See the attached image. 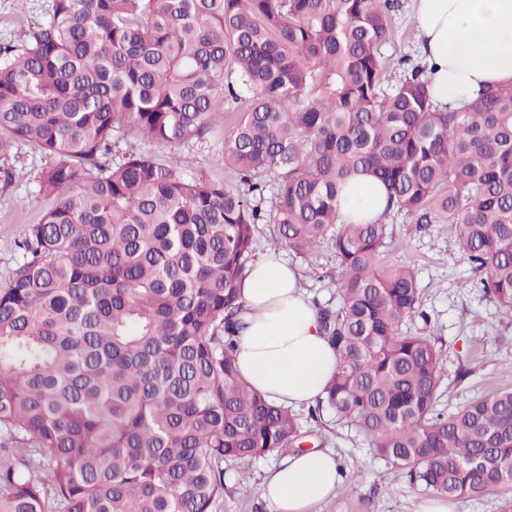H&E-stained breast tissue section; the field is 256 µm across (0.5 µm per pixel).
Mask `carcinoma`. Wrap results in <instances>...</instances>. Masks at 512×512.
I'll return each mask as SVG.
<instances>
[{"instance_id":"obj_1","label":"carcinoma","mask_w":512,"mask_h":512,"mask_svg":"<svg viewBox=\"0 0 512 512\" xmlns=\"http://www.w3.org/2000/svg\"><path fill=\"white\" fill-rule=\"evenodd\" d=\"M397 0H51L0 44V177L20 145L58 197L0 287V512H212L224 461L300 447L291 410L237 372L256 226L307 257L331 239L340 304L318 401L409 484L448 500L512 486V389L447 413L441 355L388 221L441 225L475 287L512 314V84L433 100L427 63L391 69ZM218 139L239 184L131 153ZM386 191L341 220L349 176Z\"/></svg>"}]
</instances>
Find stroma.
<instances>
[{
    "mask_svg": "<svg viewBox=\"0 0 512 512\" xmlns=\"http://www.w3.org/2000/svg\"><path fill=\"white\" fill-rule=\"evenodd\" d=\"M398 2L397 32L385 53L396 59L407 54L419 56L412 0ZM49 5L50 0H27L22 6L16 0H0V43L24 44L46 20ZM119 150L149 153L161 160L174 152L186 158L187 176H204L229 185L238 182L237 175L221 164L222 145L214 140L169 150L131 136L120 142ZM10 162L18 176L11 185L0 184V287L11 276L15 242L22 238L28 225L38 223L56 204L55 198L40 192L35 180L42 165L38 151L20 146ZM391 227L392 237L381 261L407 264L417 273L422 307L430 319L413 320L407 328L429 334L442 354L440 408L453 412L474 397L512 389V318H506L496 302L474 287L468 264L460 254L449 250L439 225L419 232L398 217L392 220ZM255 239L256 254L277 252L298 269L301 285L314 306H336L339 277L330 242H323L312 255L301 259L288 249L275 247L269 225H258ZM297 413L308 439L332 450L342 467L335 496L315 503L311 512H348L355 502L362 503L363 512H421L428 494L393 473L354 429L337 424L333 413L326 409L313 416L308 408L301 407ZM280 459V454L273 453L251 461L225 463L224 496L214 512H269L257 490L242 494L235 479L239 472H248L252 485L257 487Z\"/></svg>",
    "mask_w": 512,
    "mask_h": 512,
    "instance_id": "35a3bbf8",
    "label": "stroma"
}]
</instances>
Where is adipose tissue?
I'll return each mask as SVG.
<instances>
[{"instance_id": "1", "label": "adipose tissue", "mask_w": 512, "mask_h": 512, "mask_svg": "<svg viewBox=\"0 0 512 512\" xmlns=\"http://www.w3.org/2000/svg\"><path fill=\"white\" fill-rule=\"evenodd\" d=\"M421 51L435 72L431 94L458 108L485 86L512 82V0H415ZM383 185L373 176L349 177L339 199L343 218L375 220ZM244 323L239 333L240 375L269 401L312 405L337 368L316 307L305 297L296 268L268 253L242 282ZM340 475L334 454L310 450L286 456L259 487L270 512H309L332 494Z\"/></svg>"}]
</instances>
